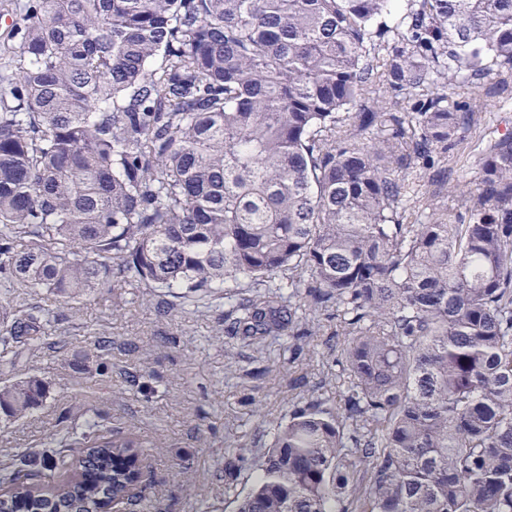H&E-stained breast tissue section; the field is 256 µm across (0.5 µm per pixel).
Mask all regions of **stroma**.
Listing matches in <instances>:
<instances>
[{"label": "stroma", "instance_id": "obj_1", "mask_svg": "<svg viewBox=\"0 0 512 512\" xmlns=\"http://www.w3.org/2000/svg\"><path fill=\"white\" fill-rule=\"evenodd\" d=\"M487 65L492 75L476 100L475 123L448 159L469 179L484 144L512 131V78L500 83L498 62ZM48 332V346L15 371L48 382V401L17 423L0 424V462L43 447L85 414L130 424L150 444L140 459L150 477L146 512H235L224 495L225 449L268 442L288 412L291 378L304 376L324 394L336 380V343L327 337L310 340L292 364L277 343L261 351L225 336L223 303L184 308L174 294L149 288L94 292ZM102 337L110 345L101 351ZM97 353L110 366L102 377L84 369L86 357ZM263 365L266 377L246 378Z\"/></svg>", "mask_w": 512, "mask_h": 512}]
</instances>
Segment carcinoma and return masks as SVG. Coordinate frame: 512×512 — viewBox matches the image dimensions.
Segmentation results:
<instances>
[{
	"instance_id": "obj_1",
	"label": "carcinoma",
	"mask_w": 512,
	"mask_h": 512,
	"mask_svg": "<svg viewBox=\"0 0 512 512\" xmlns=\"http://www.w3.org/2000/svg\"><path fill=\"white\" fill-rule=\"evenodd\" d=\"M15 0L0 71V373L50 323L17 287L224 301L293 355L336 320L236 512H512V134L467 220L419 206L475 121L443 89L512 75V0ZM384 70L374 67L386 35ZM419 97L412 111L402 97ZM36 376L0 386L16 422ZM144 445L95 418L0 463V512H134ZM250 449H226L225 492Z\"/></svg>"
}]
</instances>
